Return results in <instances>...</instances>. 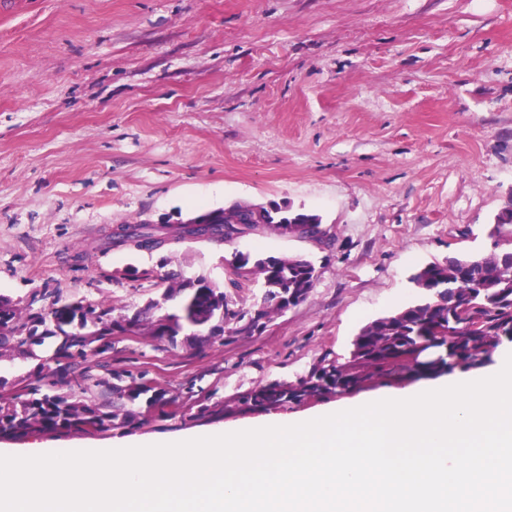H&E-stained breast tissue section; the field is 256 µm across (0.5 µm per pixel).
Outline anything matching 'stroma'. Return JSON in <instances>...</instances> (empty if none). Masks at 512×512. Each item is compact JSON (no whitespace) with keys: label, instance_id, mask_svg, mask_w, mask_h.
<instances>
[{"label":"stroma","instance_id":"35a3bbf8","mask_svg":"<svg viewBox=\"0 0 512 512\" xmlns=\"http://www.w3.org/2000/svg\"><path fill=\"white\" fill-rule=\"evenodd\" d=\"M278 203L327 242L267 229L216 246L112 247L120 224ZM512 204V0H14L0 9V297L130 315L174 273L252 303L236 253L300 257L307 299L202 345L116 334L46 378L59 341L0 347V403L78 392V369L144 377L171 417L104 433L29 432L63 448L208 429L239 396L347 360L360 328L418 303L416 270L493 247Z\"/></svg>","mask_w":512,"mask_h":512}]
</instances>
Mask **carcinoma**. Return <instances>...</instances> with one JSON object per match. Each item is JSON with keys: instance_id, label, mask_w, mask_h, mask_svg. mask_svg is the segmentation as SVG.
Masks as SVG:
<instances>
[{"instance_id": "carcinoma-1", "label": "carcinoma", "mask_w": 512, "mask_h": 512, "mask_svg": "<svg viewBox=\"0 0 512 512\" xmlns=\"http://www.w3.org/2000/svg\"><path fill=\"white\" fill-rule=\"evenodd\" d=\"M246 218L234 205L224 210V223L214 231L225 242L236 237L237 222ZM128 238L147 241L161 228L146 221L126 225ZM493 249L472 258L450 257L419 268L412 276L424 299L363 326L344 362L329 361L294 382L277 381L258 386L240 404L261 410H284L310 400L350 393L376 379L406 380L436 377L455 368L467 369L492 358L503 342L512 343V222L495 217L491 232ZM263 288V304L257 311L229 297L217 283L204 275L174 274L159 300H151L134 314L122 316V333L147 335L174 341L186 327L207 331L206 338L250 333L261 320L284 312L287 297L306 299L314 286L311 268L304 259L281 257L277 265L265 257H240ZM81 312V333L67 336L55 361L69 359L95 348L98 353L112 344L114 332L111 310L77 303ZM0 325L19 345L34 344L54 335L46 316L22 315L19 309L0 298ZM78 348V353L71 348ZM83 394L90 398L30 392L20 407L0 406V437L28 431L94 434L117 426L145 420L135 409V401L149 395L147 408L165 413L178 398L150 393L144 378H134L121 386L82 375Z\"/></svg>"}]
</instances>
